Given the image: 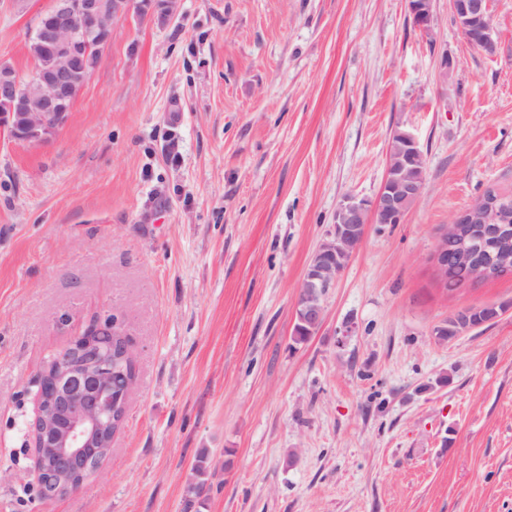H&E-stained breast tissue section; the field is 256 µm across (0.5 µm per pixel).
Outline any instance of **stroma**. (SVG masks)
Returning a JSON list of instances; mask_svg holds the SVG:
<instances>
[{
	"label": "stroma",
	"mask_w": 512,
	"mask_h": 512,
	"mask_svg": "<svg viewBox=\"0 0 512 512\" xmlns=\"http://www.w3.org/2000/svg\"><path fill=\"white\" fill-rule=\"evenodd\" d=\"M47 3L0 0L20 75ZM490 3L491 54L448 0L427 34L407 0H179L117 27L48 143L0 134V512H185L203 449L201 512H512V274L449 292L433 261L453 216L512 193V0ZM398 129L423 193L368 225L294 343L309 260L344 196L377 195ZM110 314L136 353L126 420L43 502L32 380ZM505 307L503 305L495 306H484L481 308L469 309L466 313H459L457 319L459 321L469 320V329L479 327L484 323H487L500 315Z\"/></svg>",
	"instance_id": "1"
}]
</instances>
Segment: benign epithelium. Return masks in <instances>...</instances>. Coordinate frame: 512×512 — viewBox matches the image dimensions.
<instances>
[{
  "label": "benign epithelium",
  "instance_id": "obj_1",
  "mask_svg": "<svg viewBox=\"0 0 512 512\" xmlns=\"http://www.w3.org/2000/svg\"><path fill=\"white\" fill-rule=\"evenodd\" d=\"M177 0H51L40 15L29 39L38 48L32 57L34 71L28 79L11 69L0 71V129L18 142L41 145L67 122L70 109L90 80V53H101L112 44L114 28L122 21L167 23L175 15ZM460 33L470 38L480 34L483 46L496 47V33L489 0H449ZM412 23L431 30L433 0H408ZM405 143V159L388 164L382 186L372 200L345 197L334 215L327 237L321 242L305 270L295 303L296 317L317 332L324 320L326 299L336 278L345 270L361 245L367 224H401L421 196L423 184L408 175L413 167H426L416 138L398 132ZM498 204L488 194L457 214L441 235L434 251L440 283H446L448 252L454 251L472 263L469 282L492 275L490 266L476 260L467 245L463 219L469 215L481 229L499 226ZM117 319L109 317L74 337L68 347L54 354L36 377L38 403H43L44 372L54 370L55 394L47 408L37 412L40 425H32L36 457L46 455L53 465L34 469L39 497L52 501L75 491L80 482L94 475L112 448L110 427L122 426L126 404L112 396V352L91 342L101 330L118 333ZM67 408L66 426L58 413Z\"/></svg>",
  "mask_w": 512,
  "mask_h": 512
}]
</instances>
